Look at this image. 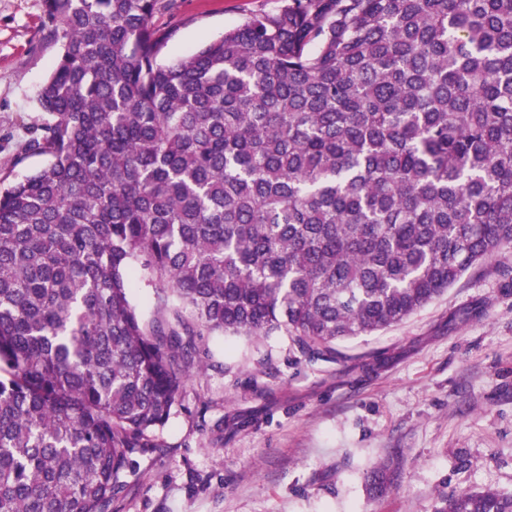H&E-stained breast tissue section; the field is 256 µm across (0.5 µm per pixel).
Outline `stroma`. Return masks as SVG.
<instances>
[{"instance_id": "obj_1", "label": "stroma", "mask_w": 512, "mask_h": 512, "mask_svg": "<svg viewBox=\"0 0 512 512\" xmlns=\"http://www.w3.org/2000/svg\"><path fill=\"white\" fill-rule=\"evenodd\" d=\"M279 0H175L155 27L172 64ZM61 44L42 0H0V176L45 115ZM160 445L137 455L112 512H434L459 487L512 494V248L401 324L302 355L291 338L204 336ZM223 422L224 435L213 426ZM394 462L388 494L366 474Z\"/></svg>"}]
</instances>
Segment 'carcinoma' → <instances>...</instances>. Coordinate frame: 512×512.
I'll use <instances>...</instances> for the list:
<instances>
[{
    "mask_svg": "<svg viewBox=\"0 0 512 512\" xmlns=\"http://www.w3.org/2000/svg\"><path fill=\"white\" fill-rule=\"evenodd\" d=\"M282 2L164 66L161 0H43L20 156L50 162L0 177V512H112L195 337L332 355L512 246V0Z\"/></svg>",
    "mask_w": 512,
    "mask_h": 512,
    "instance_id": "carcinoma-1",
    "label": "carcinoma"
}]
</instances>
